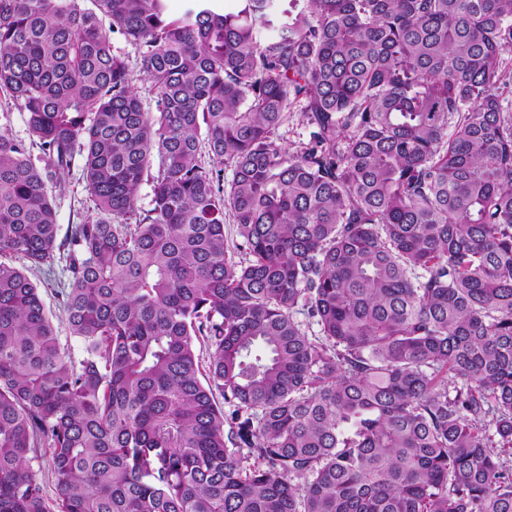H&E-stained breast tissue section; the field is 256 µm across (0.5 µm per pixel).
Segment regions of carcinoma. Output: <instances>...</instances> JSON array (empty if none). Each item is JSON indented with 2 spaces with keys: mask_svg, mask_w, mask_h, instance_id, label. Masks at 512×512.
Returning <instances> with one entry per match:
<instances>
[{
  "mask_svg": "<svg viewBox=\"0 0 512 512\" xmlns=\"http://www.w3.org/2000/svg\"><path fill=\"white\" fill-rule=\"evenodd\" d=\"M184 2L0 0V512H512V0ZM307 2L305 0H275L274 8L269 14L271 27L268 28L266 34L272 36L276 33L277 28L288 20V16L296 14L305 8ZM113 48L125 57L128 64L129 72L132 77V84L140 97L144 109L149 112L156 111V98L151 90L150 82L143 76L141 72V51L138 46L126 41L123 37L114 35L112 38ZM0 132L8 134L13 139L24 143L34 160L41 154L37 141H33L29 133L24 112H19L0 92ZM277 134V144L286 152H294L299 143L306 141L308 137V129L301 112L296 109L288 112ZM82 159L75 157L65 184L60 187L49 185V193L56 201L59 240H61L71 224H81L88 216L96 213L95 204L81 180ZM158 175V160L156 159L153 165V168L151 170V175L148 177H144V180L141 182V184L138 187L137 191V215H133L128 222L131 224H135L136 221H138L139 216L140 218H143L147 211L151 209L152 207V198H153V178H156ZM65 262H57L53 270L49 271L47 267L37 271L32 278L38 284L42 299L45 303L46 310L54 316V322L57 327L62 344L67 350L76 364L83 358L84 352L81 344L72 336L68 330L67 323L64 319L59 300L56 293L59 291V281L66 280L62 268ZM42 459L32 463L34 471L43 484L45 494L49 500H54L57 495L55 483L50 471V458L48 451L42 450Z\"/></svg>",
  "mask_w": 512,
  "mask_h": 512,
  "instance_id": "1",
  "label": "carcinoma"
}]
</instances>
